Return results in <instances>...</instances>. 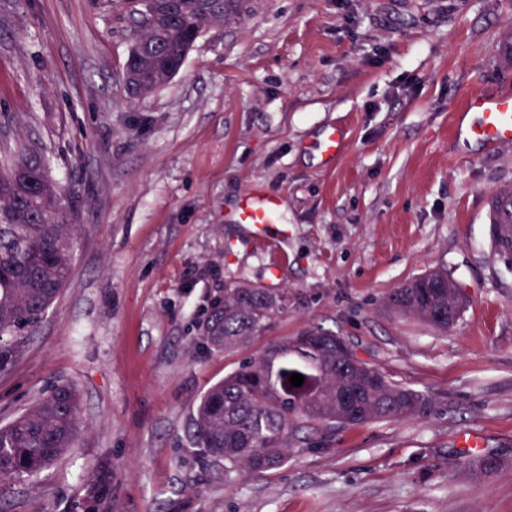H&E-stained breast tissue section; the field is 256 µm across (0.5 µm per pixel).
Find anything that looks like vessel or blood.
<instances>
[{
    "label": "vessel or blood",
    "mask_w": 512,
    "mask_h": 512,
    "mask_svg": "<svg viewBox=\"0 0 512 512\" xmlns=\"http://www.w3.org/2000/svg\"><path fill=\"white\" fill-rule=\"evenodd\" d=\"M468 112L474 113V121L457 127L458 135L494 146L512 145V91L500 93L478 92L466 101ZM346 147L343 130L327 128L319 144L325 165H333ZM283 201L274 195L246 198L239 208L238 219L243 224L268 226L279 223Z\"/></svg>",
    "instance_id": "vessel-or-blood-1"
}]
</instances>
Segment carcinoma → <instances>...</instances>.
<instances>
[{"label": "carcinoma", "instance_id": "1", "mask_svg": "<svg viewBox=\"0 0 512 512\" xmlns=\"http://www.w3.org/2000/svg\"><path fill=\"white\" fill-rule=\"evenodd\" d=\"M153 19L151 28L132 35L125 70L135 76L131 94L144 99L168 82V70L186 55L213 22L235 14V0H137ZM489 212V238L512 265V192L495 196ZM75 204L50 176V163L37 144L24 145L0 162V368L16 355L19 335L40 322L67 283L72 270ZM458 286L437 269L400 285L387 306L448 329L464 307ZM288 298L267 288L224 284L213 302L205 337L217 349L249 343L287 307ZM325 350L305 352L301 337L272 347L210 387L192 419L198 447L224 462V474H263L280 468L298 441L304 422L326 427L365 425L430 416L435 399L393 381L356 356L341 336ZM315 371L320 391L312 401L285 396L280 383L293 373ZM81 425L80 403L68 385L55 387L25 413L0 426V487L34 477L74 446ZM482 477L504 459L483 454L464 462Z\"/></svg>", "mask_w": 512, "mask_h": 512}]
</instances>
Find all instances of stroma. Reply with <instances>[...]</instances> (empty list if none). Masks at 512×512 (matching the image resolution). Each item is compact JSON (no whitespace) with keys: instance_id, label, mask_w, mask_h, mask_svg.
<instances>
[{"instance_id":"1","label":"stroma","mask_w":512,"mask_h":512,"mask_svg":"<svg viewBox=\"0 0 512 512\" xmlns=\"http://www.w3.org/2000/svg\"><path fill=\"white\" fill-rule=\"evenodd\" d=\"M132 6L0 0V148L42 143L78 223L67 284L0 370V424L62 384L83 418L7 512H512V267L488 234L512 147L455 131L469 95L512 90V0H244L142 101ZM331 123L347 148L325 168ZM259 191L284 200L269 232L237 221ZM434 267L466 298L445 332L385 305ZM228 280L288 306L224 352L203 336ZM315 329L434 414L310 424L287 465L225 474L192 436L200 398ZM468 432L504 466L468 477Z\"/></svg>"}]
</instances>
